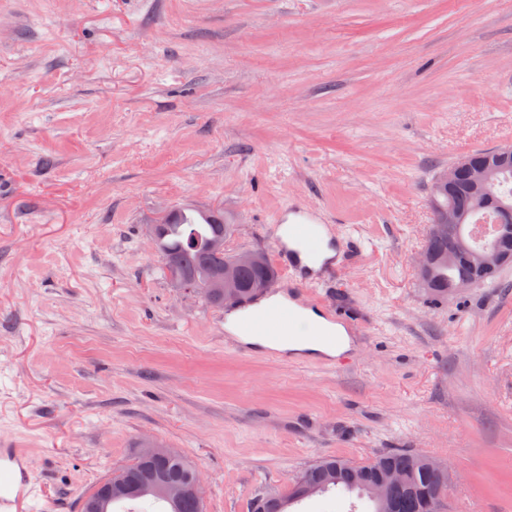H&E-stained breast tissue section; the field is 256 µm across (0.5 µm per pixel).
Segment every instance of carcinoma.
<instances>
[{
  "instance_id": "cac0c4a2",
  "label": "carcinoma",
  "mask_w": 512,
  "mask_h": 512,
  "mask_svg": "<svg viewBox=\"0 0 512 512\" xmlns=\"http://www.w3.org/2000/svg\"><path fill=\"white\" fill-rule=\"evenodd\" d=\"M495 154L496 150L493 149L465 155L470 165L487 164L494 173V181L485 191L487 201H481L471 191L466 168L461 169L453 193H448L437 184L431 186L433 216H439L440 210L451 206L463 216V223L451 229L446 224L435 225L425 242V248L430 253L448 251L450 236L465 240L473 250L503 241L497 231L491 240L478 244L469 232L470 225L485 217L490 218L493 224L512 225V162L499 161ZM233 232L234 225L224 219L221 211L178 209L171 223L160 225L157 252L164 276L169 278L177 274L183 279L204 284L208 270L223 265L229 259L224 250L211 247V243L225 242ZM473 275L472 269L463 263L451 267L435 263L420 271L422 281L427 283L426 293L432 299L448 297L449 285ZM276 276L277 270L268 258L239 268L240 304L265 294ZM158 447L164 449L161 460L146 462L136 456L132 463L125 466L126 487L112 490V503L106 506V512H112V506L123 501L162 502L167 506L164 512H203L201 500L187 496L178 498L162 492L164 488L192 484L199 469L174 449L166 448L162 443ZM391 470L402 473L406 481L393 491L389 512H430L432 499L428 498V494L439 483L438 466L430 458L411 450L382 453L361 465L352 464L343 457H325L308 468L298 480L304 482L306 487L316 489L318 494L323 495L331 490L342 495H354L368 512H376L371 487ZM295 495L294 486L285 496L276 493L256 495L250 501V512H288L296 503Z\"/></svg>"
}]
</instances>
